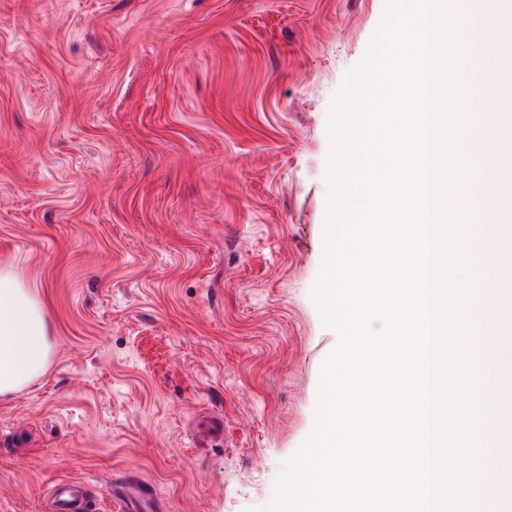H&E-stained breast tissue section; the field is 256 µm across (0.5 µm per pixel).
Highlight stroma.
Segmentation results:
<instances>
[{"mask_svg": "<svg viewBox=\"0 0 512 512\" xmlns=\"http://www.w3.org/2000/svg\"><path fill=\"white\" fill-rule=\"evenodd\" d=\"M385 0H0V268L51 347L0 394V512L127 472L165 512H265L337 343L323 260L333 99ZM499 230L498 429L512 436V94ZM220 440H192L198 420Z\"/></svg>", "mask_w": 512, "mask_h": 512, "instance_id": "stroma-1", "label": "stroma"}]
</instances>
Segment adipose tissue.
I'll return each mask as SVG.
<instances>
[{
    "label": "adipose tissue",
    "instance_id": "adipose-tissue-1",
    "mask_svg": "<svg viewBox=\"0 0 512 512\" xmlns=\"http://www.w3.org/2000/svg\"><path fill=\"white\" fill-rule=\"evenodd\" d=\"M49 357L40 303L11 269H0V394L38 376Z\"/></svg>",
    "mask_w": 512,
    "mask_h": 512
}]
</instances>
